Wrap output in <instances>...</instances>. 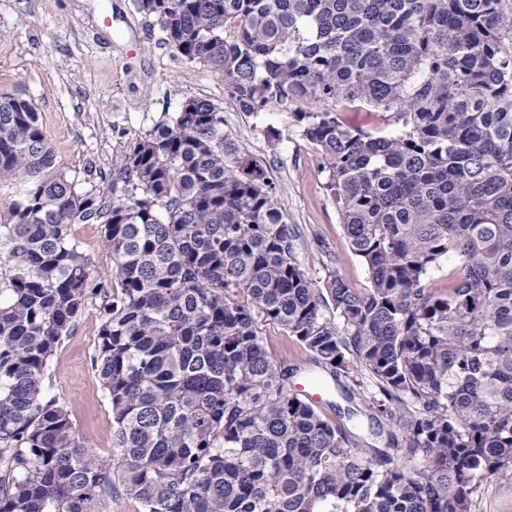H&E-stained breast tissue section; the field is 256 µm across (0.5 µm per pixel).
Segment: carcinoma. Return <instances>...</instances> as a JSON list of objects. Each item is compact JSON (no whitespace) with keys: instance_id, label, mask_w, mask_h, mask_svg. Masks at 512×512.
<instances>
[{"instance_id":"1","label":"carcinoma","mask_w":512,"mask_h":512,"mask_svg":"<svg viewBox=\"0 0 512 512\" xmlns=\"http://www.w3.org/2000/svg\"><path fill=\"white\" fill-rule=\"evenodd\" d=\"M163 43L313 144L369 285L295 261L270 172L189 98L129 143L112 200L57 161L34 103L0 93V512H474L512 477V0H133ZM386 113L353 129L340 103ZM100 224L112 271L72 228ZM452 258L448 293L430 272ZM98 306L112 406L99 462L49 364ZM283 328L382 446L292 391Z\"/></svg>"}]
</instances>
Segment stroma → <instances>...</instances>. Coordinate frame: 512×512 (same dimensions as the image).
<instances>
[{
  "instance_id": "obj_1",
  "label": "stroma",
  "mask_w": 512,
  "mask_h": 512,
  "mask_svg": "<svg viewBox=\"0 0 512 512\" xmlns=\"http://www.w3.org/2000/svg\"><path fill=\"white\" fill-rule=\"evenodd\" d=\"M153 18L137 13L132 0H0V93H23L38 109L59 163L80 181L99 183L138 134L164 120L189 98H207L224 109V129L277 185L275 203L294 230L296 261L318 283L336 272L354 289L368 285V271L355 254L326 189L322 161L305 139L287 129L284 115L264 119L241 112L223 80L184 61L161 41ZM283 131L270 150L267 125ZM264 345L285 366L298 367L297 391L308 388L309 354L278 325L260 322ZM99 319L89 308L50 363L48 392L65 401L77 434L104 462L112 460V409L92 368ZM335 388L321 394L319 412L371 441L378 422L369 410L347 414Z\"/></svg>"
}]
</instances>
